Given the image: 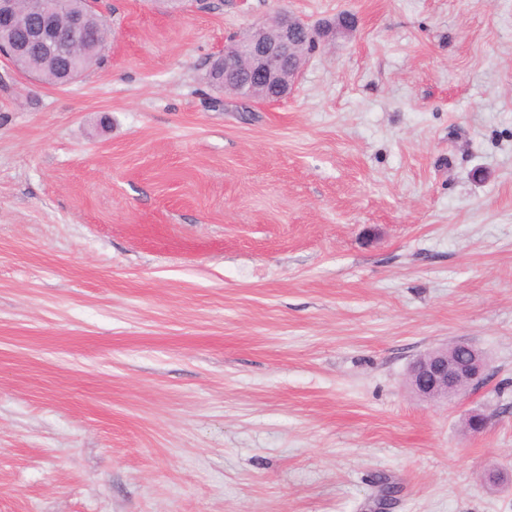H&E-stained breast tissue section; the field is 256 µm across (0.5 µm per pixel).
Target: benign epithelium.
Masks as SVG:
<instances>
[{
  "label": "benign epithelium",
  "instance_id": "obj_1",
  "mask_svg": "<svg viewBox=\"0 0 512 512\" xmlns=\"http://www.w3.org/2000/svg\"><path fill=\"white\" fill-rule=\"evenodd\" d=\"M23 2L29 4L28 12L32 17L31 37L50 56L68 54L70 40L62 38L58 30L54 0H0V26L12 22ZM265 28L266 23H257L239 39L224 46V91L237 94L230 85L235 78L230 57L237 49L243 52L240 68L252 77V81L273 89L277 99L286 97L291 89L288 76L294 71L298 55L307 47L318 49L319 39L322 38V25L304 23L286 12L278 15L273 35H264ZM460 346L470 352L462 363L448 361V356L442 353L440 347L419 356L407 373L412 390L429 401H446L479 384L484 378L488 360L484 353L468 344L462 342Z\"/></svg>",
  "mask_w": 512,
  "mask_h": 512
}]
</instances>
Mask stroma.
<instances>
[{"instance_id":"obj_1","label":"stroma","mask_w":512,"mask_h":512,"mask_svg":"<svg viewBox=\"0 0 512 512\" xmlns=\"http://www.w3.org/2000/svg\"><path fill=\"white\" fill-rule=\"evenodd\" d=\"M96 9L77 81L0 59V512H512V0ZM282 11L356 29L212 89ZM458 340L484 384L410 393Z\"/></svg>"}]
</instances>
